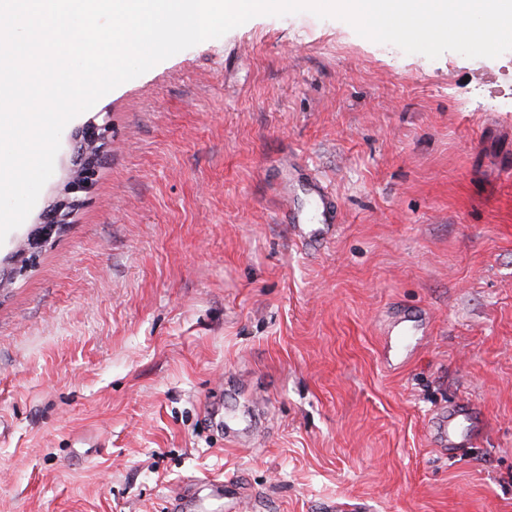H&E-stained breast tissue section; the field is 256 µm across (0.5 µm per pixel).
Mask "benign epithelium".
<instances>
[{
  "mask_svg": "<svg viewBox=\"0 0 512 512\" xmlns=\"http://www.w3.org/2000/svg\"><path fill=\"white\" fill-rule=\"evenodd\" d=\"M88 132L81 150V158L85 159L84 169H71L69 178L64 186L63 195L55 204L45 209L35 222V227L19 242L15 252L14 266L7 269L0 267V288H5L11 280L26 271L29 262H20L25 257L35 255L52 238L59 234L68 223L73 211L84 203L86 197L93 191L99 164L110 136L109 123L104 121L96 124L91 121L85 126Z\"/></svg>",
  "mask_w": 512,
  "mask_h": 512,
  "instance_id": "7a95c632",
  "label": "benign epithelium"
}]
</instances>
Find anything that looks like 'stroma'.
Here are the masks:
<instances>
[{
    "instance_id": "stroma-1",
    "label": "stroma",
    "mask_w": 512,
    "mask_h": 512,
    "mask_svg": "<svg viewBox=\"0 0 512 512\" xmlns=\"http://www.w3.org/2000/svg\"><path fill=\"white\" fill-rule=\"evenodd\" d=\"M510 63L260 15L73 118L0 245L109 121L90 199L0 291V512H167L207 475L242 489L220 512H512ZM318 182L338 230L301 249ZM456 400L483 429L452 458Z\"/></svg>"
}]
</instances>
